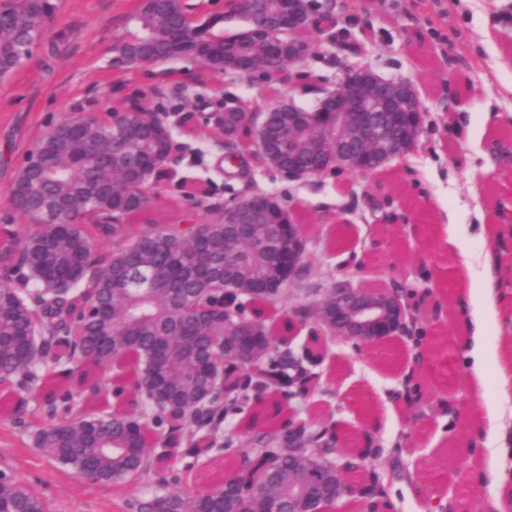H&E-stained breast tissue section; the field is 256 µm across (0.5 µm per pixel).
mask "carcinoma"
Masks as SVG:
<instances>
[{"mask_svg":"<svg viewBox=\"0 0 512 512\" xmlns=\"http://www.w3.org/2000/svg\"><path fill=\"white\" fill-rule=\"evenodd\" d=\"M310 23L329 21L330 8L298 0ZM50 0H13L0 8V77L16 71L32 52L21 53L34 35H44ZM187 15L182 0L141 4L135 31L112 45V65L136 69L174 61L171 47ZM267 35L246 28L224 37V15H211L190 29L205 71L242 74L245 63L262 62ZM301 51L294 38L274 76L291 83L288 71ZM123 120L109 114L66 118L80 132L62 146L48 129L28 154L17 180L27 193L12 206L27 221L18 229L0 224V390L16 398L14 423L31 429L42 454L100 483H120L172 457L198 458L202 451L241 454L232 480L195 494L170 490L137 502L136 512H272L288 509V468H304L306 450L342 452L348 484L366 487L365 512H386L395 461L378 470L383 449L378 424L361 430L355 448L335 422L319 426L285 415V404L312 395L311 381L323 357L314 345L330 330L322 315L333 291L312 307L298 305L276 323L266 309L277 306L288 282L309 277L306 243L298 225L273 195L265 200L263 224L224 223L239 201L206 203L187 198L208 218L169 224L160 218L187 210L167 195V164L174 149L169 112L131 98ZM260 113L198 115L224 139V162L233 176L248 179L256 169L288 173V110L271 115L260 142ZM336 130L310 134L295 145L294 163L326 168ZM373 208L395 221L394 198L374 182ZM153 217L141 228L138 214ZM307 331L304 352L288 334ZM414 356L435 347L433 328L413 318L405 326ZM249 352L252 367L241 365ZM221 357L224 383L214 380V354ZM237 420L248 442L234 449L236 435L224 421ZM0 505L9 512H47L45 502L22 482L0 473Z\"/></svg>","mask_w":512,"mask_h":512,"instance_id":"carcinoma-1","label":"carcinoma"}]
</instances>
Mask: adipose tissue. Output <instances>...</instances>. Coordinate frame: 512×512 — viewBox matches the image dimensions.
<instances>
[{
  "label": "adipose tissue",
  "mask_w": 512,
  "mask_h": 512,
  "mask_svg": "<svg viewBox=\"0 0 512 512\" xmlns=\"http://www.w3.org/2000/svg\"><path fill=\"white\" fill-rule=\"evenodd\" d=\"M477 219L480 234L488 247L475 259H457L452 227L443 221L437 225V244L453 260L450 280L451 293L456 303L463 305L471 299V265L476 264L482 268L489 287L483 312L464 321V336L460 344L470 363L465 420L472 431L489 435L487 449L491 454L497 455L507 452L508 447L503 440L507 436L508 428L512 427V338H505L502 353L491 360L484 350L482 336L486 318H512V291L500 286L502 262L497 241L501 235V226L482 212L478 213ZM492 387L496 388L499 401V406L495 409L488 404V390Z\"/></svg>",
  "instance_id": "1"
}]
</instances>
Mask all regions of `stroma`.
Listing matches in <instances>:
<instances>
[{
	"mask_svg": "<svg viewBox=\"0 0 512 512\" xmlns=\"http://www.w3.org/2000/svg\"><path fill=\"white\" fill-rule=\"evenodd\" d=\"M54 12L44 40L27 62L0 79V224L22 223L9 200V189L26 156L48 126L73 115L100 114L129 98L151 97L154 88L186 91L184 109L209 112L228 98L258 97L312 107L356 67L407 81L423 105V132L413 151L415 169L389 161L381 176L396 200L397 222L374 220L366 195L373 179L361 176L340 184L323 175L300 181L271 172L254 174L256 185L290 203L306 236V258L316 275L288 285L289 303L319 301L341 277L340 265L358 255L356 280L366 283L407 281L437 288L444 263L425 227L432 212L452 213L458 226V256L481 252L477 210L498 192L512 195V172L490 167L494 140H512V0H366L367 22L357 37L366 48L357 56L314 36L311 54L299 64L304 80L267 82L262 76L232 80L203 75L193 61L112 68L114 39L135 30L141 0H52ZM211 130L191 139L204 151L199 167L180 161L189 191L219 184L217 201L244 196L243 183L232 192L220 160L224 154ZM420 225L415 234L411 225ZM385 251L366 254L372 237ZM325 360L311 397L291 411L314 421L335 420L351 431L365 424L370 399L380 406L378 439L384 452L398 450L399 479L389 490L390 512H429L438 497L461 503L462 512H482L498 488L470 482L469 430L463 417L444 412L441 398L464 393L465 353H457L451 375L430 361L415 362L407 337L380 346L353 349L344 341H325ZM420 378L428 397L418 404L396 398L407 377ZM0 473L28 485L48 512H135L138 501L193 480L195 489L216 487L225 474V456L213 451L187 468L171 458L142 476L113 485L91 481L51 460L35 448L30 435L0 415Z\"/></svg>",
	"mask_w": 512,
	"mask_h": 512,
	"instance_id": "stroma-1",
	"label": "stroma"
}]
</instances>
